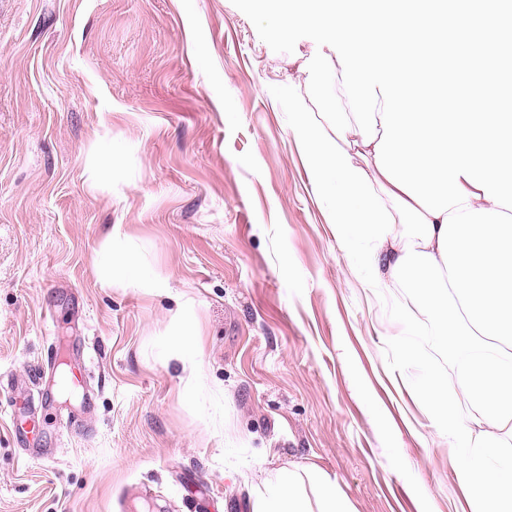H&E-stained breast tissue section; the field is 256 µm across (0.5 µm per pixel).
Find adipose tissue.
<instances>
[{
  "label": "adipose tissue",
  "instance_id": "ef3b65f1",
  "mask_svg": "<svg viewBox=\"0 0 512 512\" xmlns=\"http://www.w3.org/2000/svg\"><path fill=\"white\" fill-rule=\"evenodd\" d=\"M292 131L302 144L312 180L331 201L333 221L358 254L371 287L406 281L435 334L460 350L481 336L501 343L493 356L472 360L460 382L476 413L465 417L433 376L420 390L438 433L452 437L458 481L469 487L477 512H512V457L486 463L495 432L512 424V211L480 198L432 216L378 170L374 147L383 132L371 112H339L329 122L297 110ZM106 230L96 256L103 286L121 279L163 293L166 280L144 269L134 253L113 248ZM254 512H354L335 480L308 468L278 470L264 482Z\"/></svg>",
  "mask_w": 512,
  "mask_h": 512
}]
</instances>
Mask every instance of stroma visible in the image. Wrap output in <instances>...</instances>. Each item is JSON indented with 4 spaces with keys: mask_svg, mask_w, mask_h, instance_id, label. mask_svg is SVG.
I'll use <instances>...</instances> for the list:
<instances>
[{
    "mask_svg": "<svg viewBox=\"0 0 512 512\" xmlns=\"http://www.w3.org/2000/svg\"><path fill=\"white\" fill-rule=\"evenodd\" d=\"M298 101L289 54L231 0H0V512H253L292 466L355 512H474L417 393L443 377L468 413L465 363L408 289L364 285L290 128ZM110 224L165 293L101 287ZM186 307L192 388L166 359ZM63 346L91 407L57 390ZM15 400L40 449L16 440Z\"/></svg>",
    "mask_w": 512,
    "mask_h": 512,
    "instance_id": "stroma-1",
    "label": "stroma"
}]
</instances>
